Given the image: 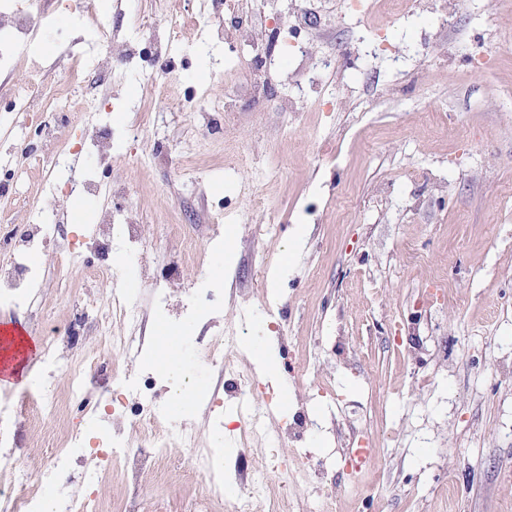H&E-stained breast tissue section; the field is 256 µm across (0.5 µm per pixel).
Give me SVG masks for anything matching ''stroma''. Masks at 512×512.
I'll list each match as a JSON object with an SVG mask.
<instances>
[{
	"label": "stroma",
	"instance_id": "stroma-1",
	"mask_svg": "<svg viewBox=\"0 0 512 512\" xmlns=\"http://www.w3.org/2000/svg\"><path fill=\"white\" fill-rule=\"evenodd\" d=\"M375 2L265 0L270 18L302 21L317 56H349L348 67L324 70L300 111L280 112L300 58L282 54L263 91L232 87L223 43L202 38L193 21L198 0H185L181 49L168 74L145 78L131 69L97 83L113 106V136L144 120L145 138L122 144L117 158L84 153L75 174L125 183L141 240L161 260L144 275L113 255L118 276L91 284L61 266L58 250L70 244L100 263V216L122 202L70 197L34 258L42 270L35 307L0 308V322L22 327L36 344L33 371L43 321L68 323L85 294L97 296L103 316L116 288L147 308L168 268L188 289L223 266V310L180 316L175 292L167 313L183 337L186 371L217 400L190 417L202 446L213 444V423L234 412L223 375L196 361L192 348L220 330L250 337L262 322L285 382L262 386L274 398L269 428L278 431L299 408L315 412L319 427L303 445L336 471L338 512H512V377L501 372L512 361V13L491 11L487 0L449 11L444 0H424L395 19ZM72 22L64 0L47 44L0 74V92L54 65L51 43L72 36ZM229 98L237 112L227 148L197 130L205 107ZM12 166L0 208L11 209L5 231L18 237L28 222L19 203L45 171L21 154ZM256 196L267 210L254 208ZM301 224L303 242L270 284ZM183 235L195 239L197 260L181 253ZM52 385L63 410L43 421L42 433L101 429L109 390L89 384L82 402L68 400L66 374ZM349 428L375 451L353 479L342 452ZM187 458V449H172L158 486L142 491L108 476L94 491L112 512H175L193 494Z\"/></svg>",
	"mask_w": 512,
	"mask_h": 512
}]
</instances>
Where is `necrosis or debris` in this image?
<instances>
[{
	"instance_id": "obj_1",
	"label": "necrosis or debris",
	"mask_w": 512,
	"mask_h": 512,
	"mask_svg": "<svg viewBox=\"0 0 512 512\" xmlns=\"http://www.w3.org/2000/svg\"><path fill=\"white\" fill-rule=\"evenodd\" d=\"M59 2L43 0L39 14L35 15L25 7L14 5L12 0H0V72L14 71L41 45L44 34L41 20L52 17ZM154 8L163 17V29L152 27L120 39L112 28L111 16L101 15L94 0H78L77 19L91 17L95 31L92 39L66 44L62 55L69 61L70 75H77L78 64L84 60L92 64L103 80L111 78L116 70L136 58L146 70L167 71L166 58L153 52L147 42L160 37L170 45L179 42L184 3L183 0H154ZM227 14L234 16V28L239 39L244 41L252 40L254 32L267 24L262 0H224L221 8L199 11L196 19L200 27L220 37L224 34L222 20ZM34 88L31 82L16 85L11 93V107L13 111L26 113L34 120L36 129L50 136L61 129L87 125L88 115L100 112L104 107L103 101L91 90L77 98L59 97L41 104ZM79 158L76 151L52 158L48 166L49 177L39 194L23 203L29 213L30 233L20 239L0 237L1 305L23 307L28 304L29 295L22 287L33 281L38 271L27 263L26 257L31 251L44 248L51 229L45 203L60 197ZM108 307L118 314L123 328L115 330L111 321L104 320L98 323L95 334L103 348L112 351L111 364L102 367L97 358L85 357L71 365H63L60 343L77 346L84 334V324L79 319L65 326L52 322L47 326L48 343L41 360L37 391L18 399L0 401V474L14 481L10 490H0V512H42L41 505L47 499L53 504L52 512H109L108 503L101 497L55 485L57 477L69 470L72 460L86 450V440L80 433L46 440L51 454L38 477H31L21 468L19 450L25 447L26 439L18 421L29 417L44 420L56 413L58 397L50 380L63 370L69 375V395L74 400L82 398L89 376L101 375L103 381L113 385L105 415L108 422L120 424L121 429L111 432L100 460L101 466H111L113 458H120L140 485L148 487L160 480L161 464L169 449H188L187 476L196 482L198 493L185 506L184 512H217L216 507L224 498L223 451L200 447L195 430L171 417L167 401L159 394L160 373L132 369L131 364L140 356L144 345L138 304L116 293ZM240 341L237 332H221L211 336L196 353L198 359L220 366L231 384L238 433L230 445L237 450L234 481L239 488L231 512H294L288 494L269 495L267 470H275L283 483L292 479L320 484L325 478V461L305 453L297 465L273 468L268 462L253 457L249 443L253 438L267 435L269 410L267 402L255 396L253 374L240 368L232 357Z\"/></svg>"
}]
</instances>
